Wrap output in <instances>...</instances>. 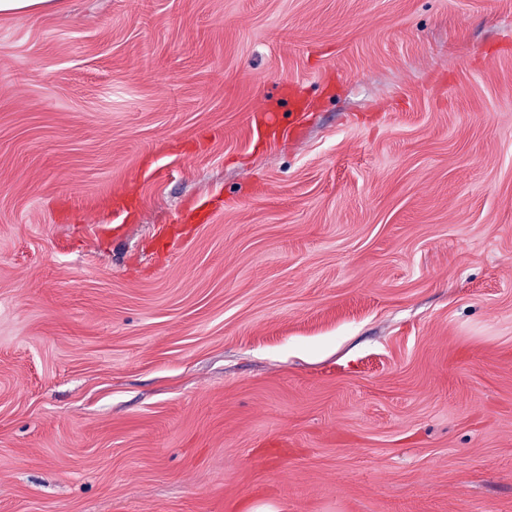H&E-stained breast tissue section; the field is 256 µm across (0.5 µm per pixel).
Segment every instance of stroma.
<instances>
[{
  "label": "stroma",
  "mask_w": 512,
  "mask_h": 512,
  "mask_svg": "<svg viewBox=\"0 0 512 512\" xmlns=\"http://www.w3.org/2000/svg\"><path fill=\"white\" fill-rule=\"evenodd\" d=\"M0 512H512V0L0 15Z\"/></svg>",
  "instance_id": "1"
}]
</instances>
